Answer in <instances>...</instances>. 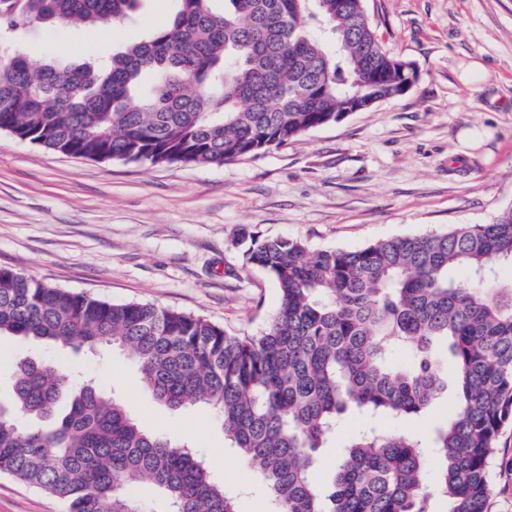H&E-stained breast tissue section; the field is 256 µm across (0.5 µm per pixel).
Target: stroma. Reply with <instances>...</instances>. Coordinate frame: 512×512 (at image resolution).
Returning <instances> with one entry per match:
<instances>
[{"instance_id": "35a3bbf8", "label": "stroma", "mask_w": 512, "mask_h": 512, "mask_svg": "<svg viewBox=\"0 0 512 512\" xmlns=\"http://www.w3.org/2000/svg\"><path fill=\"white\" fill-rule=\"evenodd\" d=\"M388 54L418 80L402 97L309 131L297 142L220 167L98 162L47 151L0 131V267L113 302L136 301L254 334L279 305L274 279L242 265L235 241L299 238L356 250L374 241L484 224L512 206V0H365ZM175 0H144L129 23L43 27L22 43L35 64L94 62L168 25ZM482 63L467 86L461 67ZM26 358L62 364L78 382L116 395L148 431L195 447L238 493L239 512H264L205 407L173 410L140 387L130 356L63 353L0 337V402ZM492 512H512V422L498 439ZM0 512H65L54 496L0 475Z\"/></svg>"}]
</instances>
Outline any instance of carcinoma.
Returning <instances> with one entry per match:
<instances>
[{
  "label": "carcinoma",
  "instance_id": "1",
  "mask_svg": "<svg viewBox=\"0 0 512 512\" xmlns=\"http://www.w3.org/2000/svg\"><path fill=\"white\" fill-rule=\"evenodd\" d=\"M142 0H0V31L119 25ZM172 23L97 63L31 65L0 44V130L95 161L222 165L296 141L401 96L400 74L359 0H177ZM158 74L139 94L142 78ZM244 264L270 274L279 307L258 335L201 316L112 303L0 267V336L128 351L142 389L171 409L205 405L256 469L270 512H491L497 437L512 422V207L486 224L313 250L243 234ZM409 353L397 365L392 353ZM457 398L432 441L410 421ZM71 394L57 414L63 392ZM372 425L337 447L339 422ZM439 463L431 469V460ZM0 473L54 495L67 512H238L196 452L146 431L120 399L25 359L0 402Z\"/></svg>",
  "mask_w": 512,
  "mask_h": 512
}]
</instances>
